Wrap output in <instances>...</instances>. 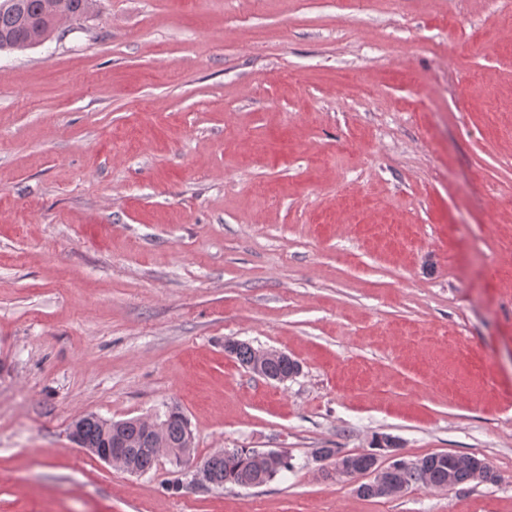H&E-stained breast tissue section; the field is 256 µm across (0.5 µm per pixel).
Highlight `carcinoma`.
Masks as SVG:
<instances>
[{
	"label": "carcinoma",
	"mask_w": 512,
	"mask_h": 512,
	"mask_svg": "<svg viewBox=\"0 0 512 512\" xmlns=\"http://www.w3.org/2000/svg\"><path fill=\"white\" fill-rule=\"evenodd\" d=\"M62 8L76 19L88 14L93 0H60ZM57 30L53 21L44 12V0H0V50L18 49L28 43L38 45ZM298 366L293 359L272 358L262 368L263 377L278 380L290 375ZM165 447L175 462L183 461L191 453L186 447V438L191 435L184 415L171 409L161 421ZM118 427L125 443L126 463L130 468L145 473L152 469L157 455L149 446L143 426L138 418L123 421H105L84 416L72 423L77 444L89 451H101L112 447V428ZM209 480L220 486L227 484L242 486L265 484L280 472L290 468L288 455L281 454V461L273 468L260 469L254 460V452L246 448H225L205 460ZM481 469L483 479H493L490 465L483 459L469 454L437 452L417 459L412 464L405 461L386 473V481L409 489L415 485L454 486L475 478L476 469Z\"/></svg>",
	"instance_id": "cac0c4a2"
}]
</instances>
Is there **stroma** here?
Masks as SVG:
<instances>
[{
    "label": "stroma",
    "mask_w": 512,
    "mask_h": 512,
    "mask_svg": "<svg viewBox=\"0 0 512 512\" xmlns=\"http://www.w3.org/2000/svg\"><path fill=\"white\" fill-rule=\"evenodd\" d=\"M172 407L192 462L292 469L69 437ZM386 436L495 478L365 498L313 458ZM0 512H512V0H96L0 51ZM288 357H290L288 354L275 349H254L252 368L254 371H259L263 363L268 359L263 365V374L261 376L269 380H278L289 376L299 365L296 360L289 359ZM279 453L281 451L273 450L257 453L259 466L264 467L268 465ZM203 463L208 466L209 480L221 487L226 484L243 487L244 484L248 483L259 486L269 482L277 474L283 470H288L291 466L288 455L282 452L278 467L259 469L254 460V451L246 448H224L222 453L210 456ZM203 463L194 466L193 484H208L206 481L207 467Z\"/></svg>",
    "instance_id": "1"
}]
</instances>
